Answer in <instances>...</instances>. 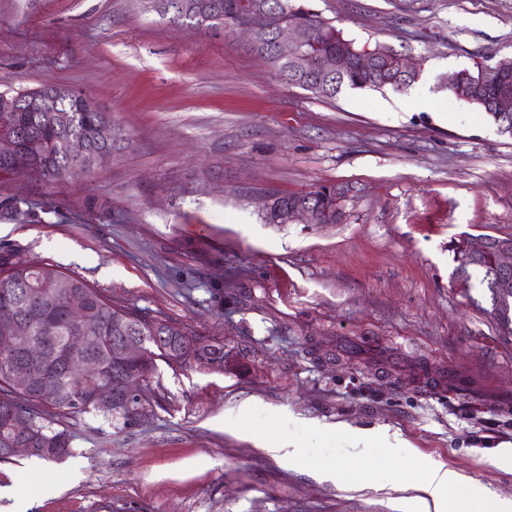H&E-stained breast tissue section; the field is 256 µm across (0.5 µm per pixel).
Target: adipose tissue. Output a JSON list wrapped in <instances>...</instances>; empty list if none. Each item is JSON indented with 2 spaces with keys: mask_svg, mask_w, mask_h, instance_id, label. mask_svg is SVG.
<instances>
[{
  "mask_svg": "<svg viewBox=\"0 0 512 512\" xmlns=\"http://www.w3.org/2000/svg\"><path fill=\"white\" fill-rule=\"evenodd\" d=\"M466 484V478L446 463H430L418 485L416 512H512V505L496 500L471 504L456 498V491L464 489Z\"/></svg>",
  "mask_w": 512,
  "mask_h": 512,
  "instance_id": "adipose-tissue-1",
  "label": "adipose tissue"
}]
</instances>
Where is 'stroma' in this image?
I'll return each mask as SVG.
<instances>
[{
    "instance_id": "obj_1",
    "label": "stroma",
    "mask_w": 512,
    "mask_h": 512,
    "mask_svg": "<svg viewBox=\"0 0 512 512\" xmlns=\"http://www.w3.org/2000/svg\"><path fill=\"white\" fill-rule=\"evenodd\" d=\"M304 2L418 80L325 99L139 0H0V91L81 89L114 135L85 175L0 176V251L246 364H162L134 420L66 419L62 460L0 463V512H399L397 484L432 461L512 501V337L454 286L448 249L512 236V136L442 86L512 57V0ZM332 183L341 223L264 222L266 199Z\"/></svg>"
}]
</instances>
